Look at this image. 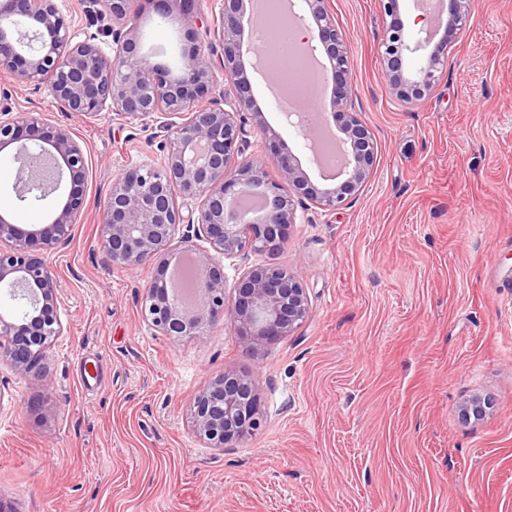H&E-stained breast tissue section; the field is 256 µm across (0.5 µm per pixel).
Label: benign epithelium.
<instances>
[{"label": "benign epithelium", "mask_w": 512, "mask_h": 512, "mask_svg": "<svg viewBox=\"0 0 512 512\" xmlns=\"http://www.w3.org/2000/svg\"><path fill=\"white\" fill-rule=\"evenodd\" d=\"M89 25L112 20V53L98 35L76 41L55 0H0V75L44 89L56 107L77 116L108 109L145 126L159 122L163 163H140L113 180L100 215L101 243L112 265L150 269L141 303L148 326L173 338L201 336L229 319L246 350L290 335L309 313V297L299 277L272 265L245 270L226 293L224 260L250 252H272L288 240L297 211L334 212L352 199L377 163L374 135L351 110L355 89L350 38L330 14L327 0H304L306 15L289 18L302 41L323 52L332 68L331 115L346 140L336 184L316 185L297 157L268 127L249 94L242 60V0H223L206 30L215 40L198 43L194 26L204 21L201 0H85ZM386 23L380 50L388 94L411 103L427 96L446 73L448 52L466 30L472 0H451L438 41L405 38L400 0H381ZM177 18L184 30L183 70L172 72L142 51L137 18L142 13ZM428 50L411 72L408 56ZM231 89H218L217 72ZM262 135V159L243 152L251 129ZM17 146L15 189L44 200L69 175L67 200L51 221L20 224L0 214V286L13 300L25 301L20 317L0 313V363L26 377L43 376L53 341L63 333L58 306V275L48 250L66 243L84 206L87 162L69 127L49 124L33 112L0 108V151ZM277 178L272 179L268 165ZM255 190L264 200L263 218L246 222L231 202ZM197 202L183 213L178 199ZM184 243L204 240L194 253L199 286L194 306L176 304L167 288L165 255L175 234ZM259 397L252 380L231 367L196 395L191 415L196 434L215 448L239 443L259 430ZM492 404L479 395L459 404L461 419L482 420Z\"/></svg>", "instance_id": "benign-epithelium-1"}]
</instances>
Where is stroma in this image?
Listing matches in <instances>:
<instances>
[{"label": "stroma", "mask_w": 512, "mask_h": 512, "mask_svg": "<svg viewBox=\"0 0 512 512\" xmlns=\"http://www.w3.org/2000/svg\"><path fill=\"white\" fill-rule=\"evenodd\" d=\"M351 38L355 110L378 160L335 212H299L278 251L310 312L244 350L230 323L174 340L143 322L150 271L113 267L99 212L125 168L160 162L154 127L76 117L0 77L13 112L71 129L85 208L48 259L63 333L41 379L0 364V502L13 512H512V0H474L444 78L400 105L385 92L379 0H329ZM144 47L182 36L145 16ZM263 117L314 183L323 170L285 117ZM0 151V213L45 224L68 187L20 200ZM246 263V264H247ZM249 376L262 426L231 448L193 431L195 395L225 366ZM492 410L467 422V396Z\"/></svg>", "instance_id": "stroma-1"}]
</instances>
